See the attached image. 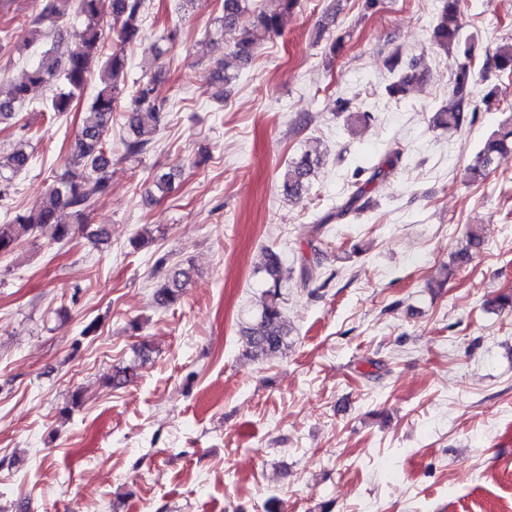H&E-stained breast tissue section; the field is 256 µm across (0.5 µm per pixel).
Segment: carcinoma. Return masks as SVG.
<instances>
[{
	"instance_id": "carcinoma-1",
	"label": "carcinoma",
	"mask_w": 512,
	"mask_h": 512,
	"mask_svg": "<svg viewBox=\"0 0 512 512\" xmlns=\"http://www.w3.org/2000/svg\"><path fill=\"white\" fill-rule=\"evenodd\" d=\"M300 0H263V5L253 14L252 21L242 26L241 15L247 10L248 0H224V15L220 17V30L238 31L230 54L241 64L249 63L260 42L282 34L284 19ZM458 0H445L432 40L443 50L450 46L458 49L461 61L454 73L452 97L448 107L434 113L432 123L448 129L460 128L468 117L471 103V61L474 42L463 38L462 18ZM100 0H37L38 12L33 23L57 27L65 21L72 10L81 23L75 29L72 41L62 47L57 43L44 51L41 60L22 71L13 82L8 96L0 98V124L15 118V108L23 105L30 91L38 86L53 87L52 96L43 102L44 111L56 116L70 112L78 104L82 93L93 74H99L100 86L87 111L83 124L70 146L66 159V170L61 178L48 188L40 203L25 211H16L5 224H0V253H13L23 242L29 240L46 226L52 227V236L58 241L68 239L81 231L87 236L101 240L106 231L103 227H92L89 217L98 197L108 186L110 160L106 150V136L112 127V119L118 111L121 99L128 100L123 111L125 122L132 133L121 141L123 156L136 158L150 148L152 136L164 118L166 100L160 97L155 81L146 80L127 87L125 79L127 46L142 38L145 0H112V21L103 20L99 9ZM112 39V52H104L107 39ZM494 64L500 70H512V43L499 47ZM512 152V125L496 130L478 152L474 164L469 168L473 179H483L496 161ZM31 154L26 145L20 144L10 155L7 167L18 173L29 166ZM399 157H388L374 168L365 183L339 208L336 217L345 218L364 209L367 188L392 170ZM320 156L305 151L288 164L281 181V191L294 197L306 190ZM68 209L73 222L63 223L59 212ZM483 239L479 231L468 226L464 245L457 252L459 262H466L472 251L481 247ZM156 267L167 269L162 281L153 293L154 303L159 308L175 306L189 278L182 268H167V260L160 257ZM262 270L266 275L267 288L263 291L261 309L255 320L242 330L243 355L257 359L261 356L281 353L288 348L289 327L284 317L285 299L281 292L283 277L282 259L276 251L264 253ZM139 365L131 362L112 371L106 386L121 388L138 378Z\"/></svg>"
}]
</instances>
